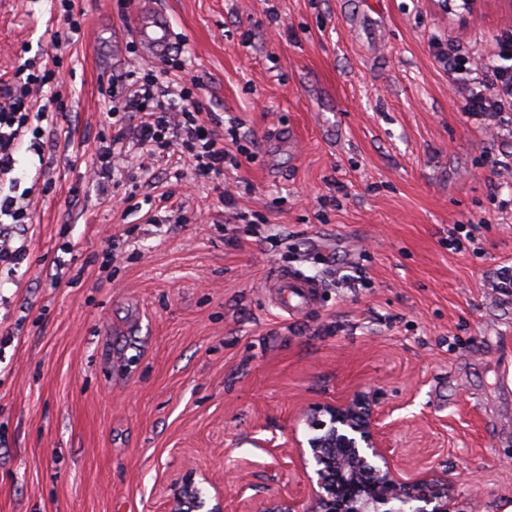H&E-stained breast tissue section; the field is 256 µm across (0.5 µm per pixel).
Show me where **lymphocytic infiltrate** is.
<instances>
[{
	"label": "lymphocytic infiltrate",
	"instance_id": "lymphocytic-infiltrate-1",
	"mask_svg": "<svg viewBox=\"0 0 512 512\" xmlns=\"http://www.w3.org/2000/svg\"><path fill=\"white\" fill-rule=\"evenodd\" d=\"M57 3L65 27L53 34L50 63L26 60L8 83L5 100L0 103V266L11 277L27 257L24 230L32 221L31 191L21 186L18 155L24 142L39 146L42 136L56 135L59 130L66 112L63 51L83 24L75 14L74 0ZM496 48V64L481 67L446 44L435 46L468 114L512 112V30L498 35ZM47 85L53 87V94L43 104H36L34 90ZM198 88L197 80L181 76L175 83H164L159 72L150 68L132 76L130 82L113 84L109 91L113 144L127 143L154 157L177 151L194 160L195 177L200 181L239 168L235 153L241 140L238 128L221 132L212 128Z\"/></svg>",
	"mask_w": 512,
	"mask_h": 512
}]
</instances>
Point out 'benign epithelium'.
<instances>
[{
  "instance_id": "7a95c632",
  "label": "benign epithelium",
  "mask_w": 512,
  "mask_h": 512,
  "mask_svg": "<svg viewBox=\"0 0 512 512\" xmlns=\"http://www.w3.org/2000/svg\"><path fill=\"white\" fill-rule=\"evenodd\" d=\"M306 441L295 440L310 490L307 512H455L448 494L427 477L403 478L384 446L372 400L355 395L319 403L305 416ZM432 509H427V506ZM172 512H224L223 496L206 508L202 489L188 477L174 486ZM242 512H298L283 495L269 504L244 501Z\"/></svg>"
}]
</instances>
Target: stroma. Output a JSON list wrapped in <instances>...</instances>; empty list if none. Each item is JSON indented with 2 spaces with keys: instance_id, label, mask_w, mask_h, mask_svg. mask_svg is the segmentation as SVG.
Returning a JSON list of instances; mask_svg holds the SVG:
<instances>
[{
  "instance_id": "1",
  "label": "stroma",
  "mask_w": 512,
  "mask_h": 512,
  "mask_svg": "<svg viewBox=\"0 0 512 512\" xmlns=\"http://www.w3.org/2000/svg\"><path fill=\"white\" fill-rule=\"evenodd\" d=\"M158 2L249 156L196 186L154 163L131 201L97 196L99 89L147 60L121 0H76L99 35L64 60L63 132L20 154L29 254L0 279V512H170L191 472L224 512L242 479L304 508L303 415L357 393L401 476L512 512V113L464 112L433 53L491 58L512 0ZM55 5L0 0V92L48 49ZM280 270L319 283L313 306L280 309Z\"/></svg>"
}]
</instances>
